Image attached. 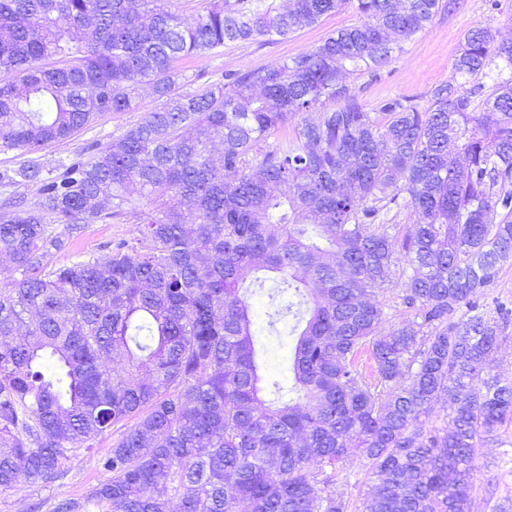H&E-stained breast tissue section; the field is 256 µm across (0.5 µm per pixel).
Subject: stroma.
Listing matches in <instances>:
<instances>
[{
	"instance_id": "obj_1",
	"label": "stroma",
	"mask_w": 512,
	"mask_h": 512,
	"mask_svg": "<svg viewBox=\"0 0 512 512\" xmlns=\"http://www.w3.org/2000/svg\"><path fill=\"white\" fill-rule=\"evenodd\" d=\"M504 11L488 8V0H461L458 10L438 14L433 21L411 40L403 43L400 52L387 66L373 71L350 75L347 83L367 108H374L380 99L399 95L426 103L436 85L449 79L452 64L468 30L489 26L500 37L512 39V0H502ZM353 8L324 16L312 27L305 28L288 39H260L225 46L218 53L190 60L187 64V83L179 84L178 92L193 91L218 80L228 71L267 67L316 48L329 34L356 22ZM157 101L150 92H143L140 107L135 112H108L66 140L46 145L37 157L47 168L59 162L89 156L92 146H105L143 114L154 111ZM135 234L133 221L109 224H88L69 239L66 249L51 251L49 265L70 263L77 255L104 254L107 245ZM114 427L99 436L90 450L72 459L66 474L52 485L41 487L30 483L0 491V512H51L52 505L61 499H82L94 486L108 479L100 460L121 434ZM477 487L472 496L470 512H493L495 504L512 502V424L483 441L478 450ZM367 461L358 449H351L342 473L336 476L335 489L349 503L348 512H365L364 502L373 484Z\"/></svg>"
}]
</instances>
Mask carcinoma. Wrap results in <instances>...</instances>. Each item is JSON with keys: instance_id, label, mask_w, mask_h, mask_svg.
<instances>
[{"instance_id": "carcinoma-1", "label": "carcinoma", "mask_w": 512, "mask_h": 512, "mask_svg": "<svg viewBox=\"0 0 512 512\" xmlns=\"http://www.w3.org/2000/svg\"><path fill=\"white\" fill-rule=\"evenodd\" d=\"M356 2L359 22L313 51L178 93L184 60L286 39L351 0H202L189 16L171 0H0L1 152L132 112L144 84L160 101L90 158L0 172V252L20 274L0 287V491L56 482L122 424L112 476L53 512H347L330 486L352 445L377 480L368 512H469L479 444L512 423V380L483 376L512 308L479 304L512 256V76L476 100L512 41L469 30L427 106L372 112L344 76L456 4ZM128 216L133 239L48 266L80 225ZM397 263L413 319L390 325L365 296ZM269 280V298L291 294L267 322L294 319L287 385L248 301Z\"/></svg>"}]
</instances>
